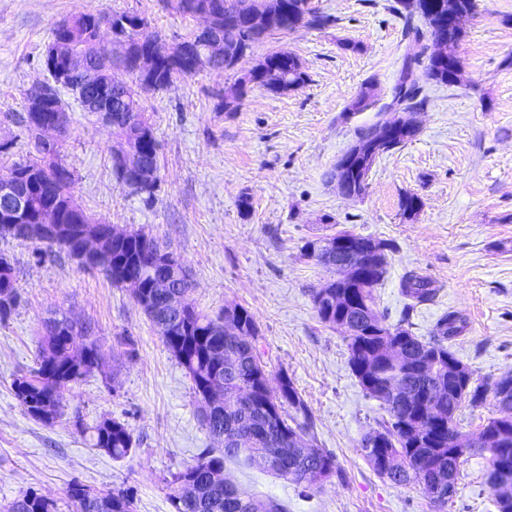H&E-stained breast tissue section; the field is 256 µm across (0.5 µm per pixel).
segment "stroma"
<instances>
[{
  "label": "stroma",
  "mask_w": 512,
  "mask_h": 512,
  "mask_svg": "<svg viewBox=\"0 0 512 512\" xmlns=\"http://www.w3.org/2000/svg\"><path fill=\"white\" fill-rule=\"evenodd\" d=\"M326 16L252 45L232 69L204 70L141 97L160 144V181L153 195L132 192L112 172L107 132L69 90L61 98L70 136L61 158L75 175L78 203L120 230H145L186 265L187 300L217 314L250 309L270 380L288 373L313 422L320 448L341 473L301 492L294 484L226 460L224 475L244 496L273 498L286 512H442L414 483L380 477L360 452L369 430L386 419L348 363L340 330L321 322L312 294L331 273L304 256L307 239L351 231L388 242L386 276L374 294L387 325L428 336L455 312L463 332L450 340L478 381L512 374V0H477L454 52L457 83L420 78L415 139L377 158L363 195H341L327 175L377 117L393 118V89L403 58L416 45L405 35L397 0H311ZM134 12L168 38L200 22L162 0H0V176L33 156L15 116L25 93L46 79L43 53L52 29L78 12ZM297 54L306 73L297 89L276 93L245 75L268 54ZM376 103L344 109L365 81ZM236 99L216 111L220 97ZM421 209L404 215V196ZM20 302L0 321V502L35 488L64 498L70 483L99 490L129 487L135 512H172L164 476L193 463L214 442L184 368L172 356L128 288L63 252L38 255L35 244L0 237ZM428 279L431 301L411 304L408 274ZM68 316L92 324L116 360L70 385L62 416L46 426L28 416L12 391L41 346L43 321ZM105 417L127 423L134 450L116 461L91 447L90 429ZM485 455L469 457L443 512H497Z\"/></svg>",
  "instance_id": "35a3bbf8"
}]
</instances>
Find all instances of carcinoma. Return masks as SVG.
Here are the masks:
<instances>
[{
	"mask_svg": "<svg viewBox=\"0 0 512 512\" xmlns=\"http://www.w3.org/2000/svg\"><path fill=\"white\" fill-rule=\"evenodd\" d=\"M172 10L183 16H196V11L208 6L221 19L224 40V56L232 57L249 41L283 31V19L277 17L274 26L249 27L240 25L247 16L258 11L253 0H168ZM406 14V22H413L417 15L431 26L433 38L444 46H454L463 37V31L453 28H432L436 15L429 10H414L409 0H399ZM439 13L452 9L462 16L474 13L476 0H435ZM286 7L303 23L312 27L324 24L325 19L310 7V0H265L263 10L272 11ZM129 13L106 11L88 12L77 19L81 35L70 46L74 56H85L102 64L122 61L129 39H115L106 44L97 41V29L103 21H118ZM205 36H194L196 52L188 62L166 63L161 66L158 82L166 87L179 78L192 76L207 68ZM435 50L422 61L424 52L406 55L397 84L394 87L392 106L404 112L416 105L420 91L416 69L437 83L454 84L459 81L461 64L454 59L455 68L450 70ZM305 73L298 57L290 51H276L259 63L250 81L271 91L291 90L301 85ZM128 101L134 111L127 113L132 124L112 128L108 132L109 151L117 180L139 193H153L156 184L139 186L127 181L118 164V155L129 146L143 154L144 161L159 167V152L142 153L141 139L153 134L148 119L140 108V90L143 86L134 79L126 85ZM374 103L373 85L361 88L346 111L354 114L370 108ZM33 141L35 154L23 163L16 164L25 174L18 187L26 197L28 207L38 211L42 206L53 205L64 224H93L95 220L77 203L72 188L73 172L63 164L60 154L48 158L39 149V132L30 126V113L18 116ZM363 168H349L345 184L347 191L359 197L363 194L361 178ZM161 245L142 230L127 232V237L112 242V265L104 268L113 282L122 283V273L140 275L141 294L136 304L147 316L155 331L161 335L166 348L178 360L192 381L195 398L202 412L203 422L209 434L221 447L205 449L196 462L169 473L166 479L171 490L169 495L174 512H285L283 505L274 500L257 504L238 492L229 482L218 483L211 474L224 470V461L245 454L249 465L283 478L303 490L321 486L338 474L335 457L316 444L310 415L304 401L288 374L279 376L276 386L265 390L255 388L254 375L264 365L256 347L258 325L255 316L245 307L235 305L210 315L196 308L179 316L169 311L166 296L153 295L155 282L168 275L165 266L146 263L149 252ZM387 268L370 272L369 279L356 289L355 294L366 304L363 309L343 308L336 303L315 306L321 322L336 325L342 317L352 323L353 335L346 337L349 364L363 389L385 405L388 420L380 424L385 446L371 448L361 440L364 458L382 478L403 485L410 482L420 485L433 503L439 507L448 505L456 493V482L462 456L451 455L454 440L465 438L457 417L465 403L483 400L487 387L483 383L474 386L453 383L448 380V364L439 360L433 371L422 372L419 364L435 356L455 357L448 341L464 329L465 320L454 313L443 315L435 323L429 338L413 335L402 327H390L385 317L376 309L374 288L384 279ZM403 293L415 301L430 300L435 289L424 278L407 275L401 284ZM19 303V292L14 276L0 278V319L8 317ZM236 324L239 333H231L226 323ZM42 345L51 346V356L40 353L31 376L14 379L12 389L20 405L33 419L46 426L53 425L61 417L60 397L70 384L93 373L92 366L105 359L104 344L96 335L95 328L84 323L91 331L85 336V344L79 348L71 345V331L76 327L72 320L49 318L44 321ZM218 382L221 392L220 406L210 409L211 399L204 395L201 386L205 382ZM44 405L53 406V415L43 418L38 414ZM433 406L439 411L440 423L426 419V409ZM484 428L497 430L501 439L482 451L488 454L487 480L494 492H499V467L508 463L512 469V418L493 417ZM91 447L103 450L113 459L128 457L134 439L129 426L114 418L101 419L91 430ZM193 486L192 495L182 496V485ZM135 494L131 488L97 491L74 481L61 500L49 502L41 499L37 491L28 489L20 496L0 507V512H134Z\"/></svg>",
	"mask_w": 512,
	"mask_h": 512,
	"instance_id": "cac0c4a2",
	"label": "carcinoma"
}]
</instances>
